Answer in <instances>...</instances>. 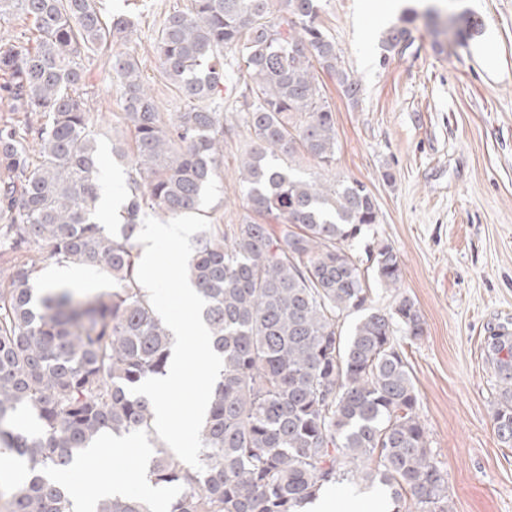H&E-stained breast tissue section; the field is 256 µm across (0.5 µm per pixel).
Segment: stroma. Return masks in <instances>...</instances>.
Returning <instances> with one entry per match:
<instances>
[{
  "label": "stroma",
  "mask_w": 512,
  "mask_h": 512,
  "mask_svg": "<svg viewBox=\"0 0 512 512\" xmlns=\"http://www.w3.org/2000/svg\"><path fill=\"white\" fill-rule=\"evenodd\" d=\"M441 15L468 13L493 32L499 59L488 76L471 47L440 52L418 16L412 45L382 60L381 28L364 0H319L320 21L362 95L349 102L334 76L317 78L336 111L335 173L364 182L379 208L376 239L397 250L399 287L377 288L374 304L411 298L425 334L401 348L419 392L430 447L442 462L452 512H512V448L500 447L492 414L498 382L487 362L490 328L512 322V0H423ZM103 15L132 16L131 37L142 79L164 118L184 100L158 67L157 31L191 0H101ZM114 43L84 62L89 108L101 155L103 189L112 210L127 191L130 165L111 153L123 137L121 91L112 80ZM252 145L244 124L224 136L214 190L202 206L212 227L229 232L252 220L238 191ZM392 180H384L383 171Z\"/></svg>",
  "instance_id": "stroma-1"
}]
</instances>
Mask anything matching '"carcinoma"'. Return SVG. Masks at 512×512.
Wrapping results in <instances>:
<instances>
[{"instance_id":"carcinoma-1","label":"carcinoma","mask_w":512,"mask_h":512,"mask_svg":"<svg viewBox=\"0 0 512 512\" xmlns=\"http://www.w3.org/2000/svg\"><path fill=\"white\" fill-rule=\"evenodd\" d=\"M191 0L156 36L163 73L186 108L164 122L137 58L112 55L131 157L120 224L95 218L99 157L83 58L127 41L124 14L103 20L97 0H0V22L20 13L38 36L0 31V100L24 116L0 125V235L20 256L0 281V453L20 459L5 512H74L68 492L45 474L66 472L104 432L153 444L149 477L168 492L164 512H297L329 487L392 488L395 512H450L448 481L430 448L412 372L398 342L424 336L407 296L389 308L371 298L367 269L396 288L394 247L356 244L380 223L363 182L322 178L336 165V113L314 68L337 77L359 101L361 84L341 65L320 22L318 0ZM406 16L380 41L383 60L413 42ZM481 21L450 16L441 33L459 45ZM242 55L246 76L224 108V52ZM241 117L253 136L241 192L256 215L231 237L203 231L188 264L206 300L202 318L224 366L201 438L199 471L158 437L151 402L130 388L167 374L173 336L136 279L137 235L146 210L197 214L215 183L224 130ZM38 152L32 161L28 135ZM318 169L301 175L300 160ZM84 266L101 275L95 293L64 284L39 291L43 265ZM357 316L348 337L340 320ZM499 383L498 443L512 448V324L485 338ZM98 512H153L135 493Z\"/></svg>"}]
</instances>
